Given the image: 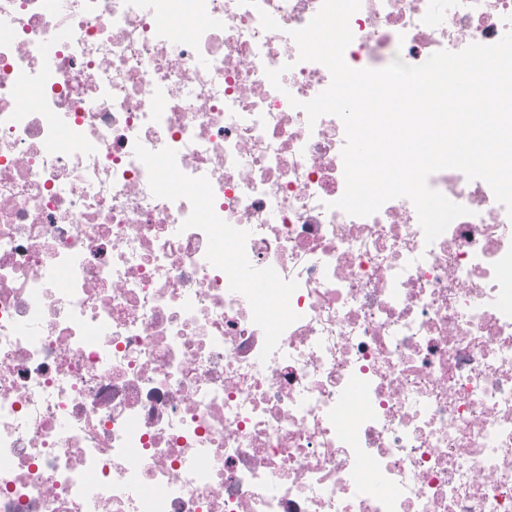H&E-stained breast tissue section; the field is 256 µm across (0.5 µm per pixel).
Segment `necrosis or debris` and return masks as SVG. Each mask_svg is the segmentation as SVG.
Wrapping results in <instances>:
<instances>
[{
  "label": "necrosis or debris",
  "instance_id": "1",
  "mask_svg": "<svg viewBox=\"0 0 512 512\" xmlns=\"http://www.w3.org/2000/svg\"><path fill=\"white\" fill-rule=\"evenodd\" d=\"M321 4L0 0V512H512V217L455 169L430 244L333 208ZM350 28L419 65L512 0Z\"/></svg>",
  "mask_w": 512,
  "mask_h": 512
}]
</instances>
